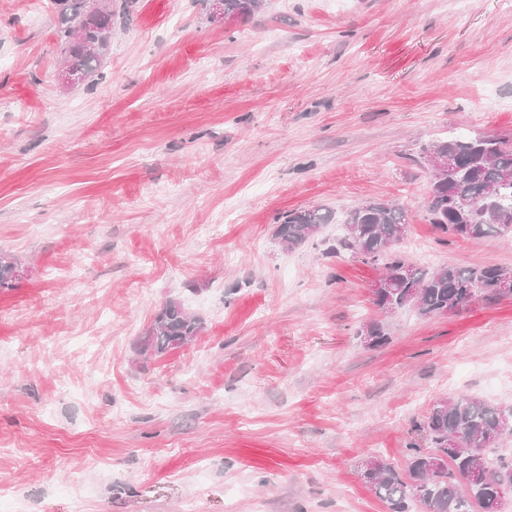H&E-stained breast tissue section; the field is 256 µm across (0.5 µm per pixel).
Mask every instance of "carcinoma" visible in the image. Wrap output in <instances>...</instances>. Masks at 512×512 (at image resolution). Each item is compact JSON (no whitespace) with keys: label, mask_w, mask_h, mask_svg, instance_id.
I'll return each instance as SVG.
<instances>
[{"label":"carcinoma","mask_w":512,"mask_h":512,"mask_svg":"<svg viewBox=\"0 0 512 512\" xmlns=\"http://www.w3.org/2000/svg\"><path fill=\"white\" fill-rule=\"evenodd\" d=\"M264 0H224V17L247 18L262 9ZM62 21L59 56L62 64L82 78L102 75L112 30V10L96 0H54ZM446 151L455 156L457 168L447 177L428 182L424 220L445 236L466 241L512 236V140L494 134L459 135L419 147ZM474 202L463 208L457 196ZM335 214L322 206L291 210L279 217L275 236L293 250L313 239ZM346 234L341 248L355 253L365 263L376 265L394 283L390 297L400 309L414 307L427 317L452 313L476 298H503L499 281L512 277V267L486 263L477 267L447 265L424 269L398 248L408 224V214L391 201L368 199L346 213ZM374 331L375 345L388 341L386 322L371 318L357 332ZM198 319L179 303L169 301L155 316L143 338V353L162 355L191 343L200 333ZM512 411L476 397L458 396L439 401L425 420L415 425L417 436L407 444L409 463L403 472L376 458L362 471L364 482L384 502L389 512H407L408 500L418 499L425 512H499V490L512 486V461L489 466L484 452L502 436L504 419ZM459 451L448 453V441ZM480 467L484 482L467 485L465 471Z\"/></svg>","instance_id":"carcinoma-1"}]
</instances>
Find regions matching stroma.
Masks as SVG:
<instances>
[{
    "label": "stroma",
    "instance_id": "obj_1",
    "mask_svg": "<svg viewBox=\"0 0 512 512\" xmlns=\"http://www.w3.org/2000/svg\"><path fill=\"white\" fill-rule=\"evenodd\" d=\"M51 0H0V512H388L413 425L460 395L512 410V298L404 309L369 349L381 270L327 225L402 206L426 267L512 266V238L445 239L410 160L464 132L512 138V0H112L102 79L63 84ZM177 301L192 344L141 353ZM264 0H211V15L214 21L247 18L262 9ZM335 214L323 206L294 209L279 217L275 236L288 250L313 239L325 224H333Z\"/></svg>",
    "mask_w": 512,
    "mask_h": 512
}]
</instances>
